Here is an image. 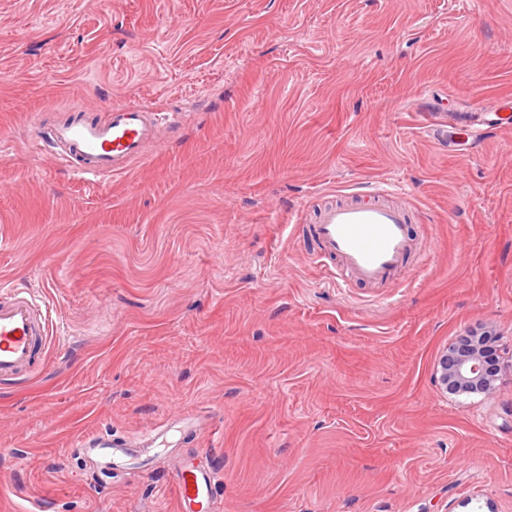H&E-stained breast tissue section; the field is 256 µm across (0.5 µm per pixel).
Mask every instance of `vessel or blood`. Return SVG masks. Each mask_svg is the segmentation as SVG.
<instances>
[{"mask_svg": "<svg viewBox=\"0 0 512 512\" xmlns=\"http://www.w3.org/2000/svg\"><path fill=\"white\" fill-rule=\"evenodd\" d=\"M168 114L135 103L112 106L107 118L75 115L52 125L43 136L72 172L85 180L103 181L126 173L155 142ZM406 193L396 187L374 186L320 208L309 229L320 251L317 261L340 260L366 283L384 281L412 250ZM47 316L37 301L17 288L0 289V382L29 376L49 340ZM203 430L201 414L182 415L136 438L119 443L97 434H80L71 445L110 468L128 466L141 449L166 445L171 429ZM215 485L208 469H181L174 489L179 512H207Z\"/></svg>", "mask_w": 512, "mask_h": 512, "instance_id": "1", "label": "vessel or blood"}]
</instances>
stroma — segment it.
I'll list each match as a JSON object with an SVG mask.
<instances>
[{
    "label": "stroma",
    "instance_id": "stroma-1",
    "mask_svg": "<svg viewBox=\"0 0 512 512\" xmlns=\"http://www.w3.org/2000/svg\"><path fill=\"white\" fill-rule=\"evenodd\" d=\"M51 101L179 122L100 183ZM367 182L418 245L377 286L297 221ZM1 282L56 341L0 384V512H177L189 460L214 512H512V0H0ZM478 327L495 395L440 392ZM201 406L142 467L71 446Z\"/></svg>",
    "mask_w": 512,
    "mask_h": 512
}]
</instances>
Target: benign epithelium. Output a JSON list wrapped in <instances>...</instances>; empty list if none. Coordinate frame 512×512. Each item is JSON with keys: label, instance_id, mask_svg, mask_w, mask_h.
Segmentation results:
<instances>
[{"label": "benign epithelium", "instance_id": "benign-epithelium-1", "mask_svg": "<svg viewBox=\"0 0 512 512\" xmlns=\"http://www.w3.org/2000/svg\"><path fill=\"white\" fill-rule=\"evenodd\" d=\"M499 372L494 357L485 355L481 348L461 336L443 351L434 381L444 392H482L491 396L495 392Z\"/></svg>", "mask_w": 512, "mask_h": 512}]
</instances>
